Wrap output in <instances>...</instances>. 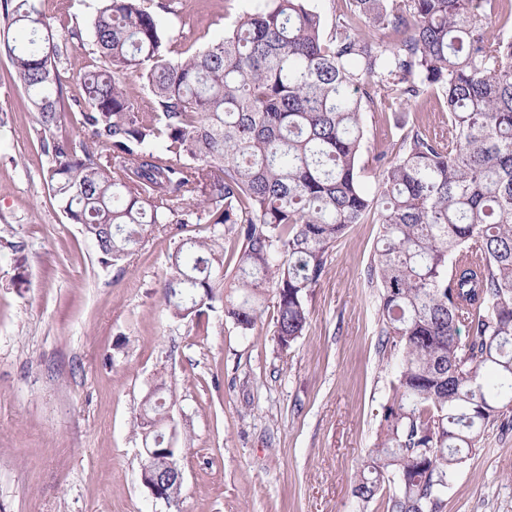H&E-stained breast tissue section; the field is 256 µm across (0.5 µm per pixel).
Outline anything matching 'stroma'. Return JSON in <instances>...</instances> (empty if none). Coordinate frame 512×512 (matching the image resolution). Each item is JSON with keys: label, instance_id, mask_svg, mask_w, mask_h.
I'll return each mask as SVG.
<instances>
[{"label": "stroma", "instance_id": "stroma-1", "mask_svg": "<svg viewBox=\"0 0 512 512\" xmlns=\"http://www.w3.org/2000/svg\"><path fill=\"white\" fill-rule=\"evenodd\" d=\"M68 15L92 48L101 0H39ZM171 36L220 39L253 0H175ZM0 51V512H383L352 494L383 408L396 400L397 363L382 349L378 291L366 278L378 225L356 224L331 249L308 296L309 323L280 350L274 305L243 334L215 304L198 318L166 310L162 283L178 240L149 235L102 266L43 178L33 112ZM434 93L398 112L365 115L362 180L396 154L401 124L441 126ZM12 248H2V241ZM163 385L180 448L177 500L143 485L138 423ZM444 512H512V430L491 428L457 469Z\"/></svg>", "mask_w": 512, "mask_h": 512}]
</instances>
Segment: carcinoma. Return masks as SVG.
Returning <instances> with one entry per match:
<instances>
[{
  "label": "carcinoma",
  "instance_id": "carcinoma-1",
  "mask_svg": "<svg viewBox=\"0 0 512 512\" xmlns=\"http://www.w3.org/2000/svg\"><path fill=\"white\" fill-rule=\"evenodd\" d=\"M345 3L328 30L312 0H261L222 40L182 52L160 23L172 0H104L74 70L58 65L59 40L81 43V30L49 21L38 0L0 10L18 34L3 32V46L35 112L43 177L101 264L159 225L210 226L170 255L172 317L218 300L245 334L270 295L286 351L330 249L355 224L380 225L368 282L399 396L353 493L381 498L384 512H443L458 466L487 430L512 425V0ZM74 78L86 139L61 133ZM430 88L445 127L406 130L396 157H375L366 188L365 113L396 112ZM145 407L144 424L165 425L162 389Z\"/></svg>",
  "mask_w": 512,
  "mask_h": 512
}]
</instances>
